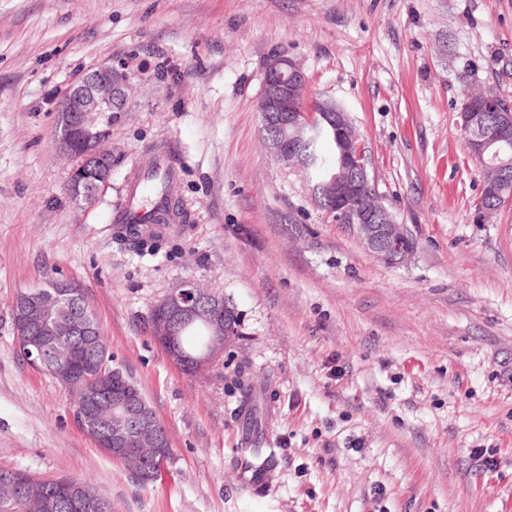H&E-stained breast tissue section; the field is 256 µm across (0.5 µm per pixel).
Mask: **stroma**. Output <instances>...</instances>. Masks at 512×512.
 Instances as JSON below:
<instances>
[{
	"mask_svg": "<svg viewBox=\"0 0 512 512\" xmlns=\"http://www.w3.org/2000/svg\"><path fill=\"white\" fill-rule=\"evenodd\" d=\"M282 51L347 112L413 236L405 264L331 223L264 148L257 104ZM104 64L129 97L95 116L112 180L78 209L55 117ZM468 91L512 100V0H0V468L82 479L114 512H512V204L476 216ZM156 146L188 219L140 256L113 217ZM188 277L241 317L197 374L146 329ZM56 279L81 286L113 366L169 432L155 483L95 447L20 352L11 302ZM268 444L271 481L254 491L242 463ZM474 448L497 469L476 471Z\"/></svg>",
	"mask_w": 512,
	"mask_h": 512,
	"instance_id": "1",
	"label": "stroma"
}]
</instances>
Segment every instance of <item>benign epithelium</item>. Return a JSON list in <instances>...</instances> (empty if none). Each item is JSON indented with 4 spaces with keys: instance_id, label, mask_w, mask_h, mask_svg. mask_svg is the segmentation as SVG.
<instances>
[{
    "instance_id": "7a95c632",
    "label": "benign epithelium",
    "mask_w": 512,
    "mask_h": 512,
    "mask_svg": "<svg viewBox=\"0 0 512 512\" xmlns=\"http://www.w3.org/2000/svg\"><path fill=\"white\" fill-rule=\"evenodd\" d=\"M309 79L288 53L273 55L266 63L260 95L261 137L274 161L294 170L302 166L299 145L312 131L302 118L299 102L307 97ZM129 96L125 76L111 65L91 68L72 83L62 101L55 127L61 157L71 164L67 193L79 208L94 203L112 179L110 147L94 124L96 112H120ZM323 122L336 135L340 146L338 172L322 192L318 207L331 221H340L375 258L390 266L404 263L413 253V238L406 225L396 222L380 200L370 178L364 147L355 134L349 116L336 111V103L319 102ZM463 128L472 132L465 147L477 162H484L493 145L512 139V113L500 112L488 119L475 112L460 113ZM512 180V169L497 167L488 206L512 201L500 186ZM12 316L16 335L29 363L39 369L50 367L68 378L81 371L94 372L102 364L90 357L88 348L100 335L92 311L79 302L67 283L43 285L15 296ZM237 312L224 296L200 280L187 278L169 290L153 308L151 335L175 364H189L199 372L224 353V346L237 336ZM202 323L210 329L206 350L188 356L179 332L185 326ZM78 406L90 407L81 415L82 430L99 448H110L134 476L149 477V465L169 456L171 442L166 429L157 422L149 404L133 390L100 389V397L76 390Z\"/></svg>"
}]
</instances>
